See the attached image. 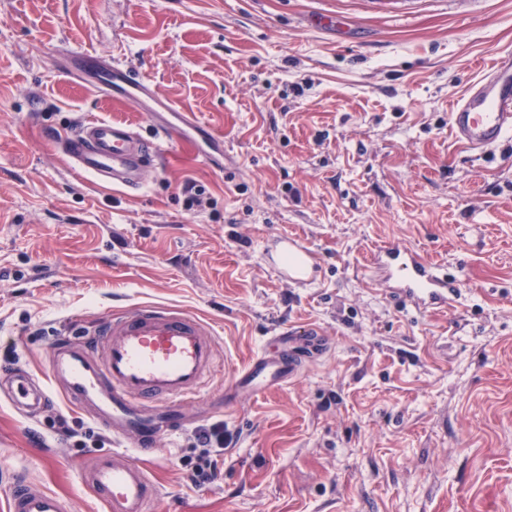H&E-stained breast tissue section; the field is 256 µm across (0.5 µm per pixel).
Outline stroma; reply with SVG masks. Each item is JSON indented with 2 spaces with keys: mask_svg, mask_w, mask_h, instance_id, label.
<instances>
[{
  "mask_svg": "<svg viewBox=\"0 0 512 512\" xmlns=\"http://www.w3.org/2000/svg\"><path fill=\"white\" fill-rule=\"evenodd\" d=\"M83 49L195 113L223 167L163 140L136 197L73 169L48 130L154 135L72 73ZM508 52L512 0H0V366L48 377L72 315L172 306L213 327L217 365L149 464L154 512H512V135L471 151L450 122ZM275 234L313 249L314 285L265 264ZM392 241L458 275L462 304L388 298L370 259ZM306 323L332 336L325 360L225 401L264 337ZM60 412L93 427L0 401V512L17 475L103 512ZM216 422L224 474L198 487L183 460Z\"/></svg>",
  "mask_w": 512,
  "mask_h": 512,
  "instance_id": "stroma-1",
  "label": "stroma"
}]
</instances>
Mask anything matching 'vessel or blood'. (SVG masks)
<instances>
[{
    "label": "vessel or blood",
    "instance_id": "vessel-or-blood-1",
    "mask_svg": "<svg viewBox=\"0 0 512 512\" xmlns=\"http://www.w3.org/2000/svg\"><path fill=\"white\" fill-rule=\"evenodd\" d=\"M73 58L82 71L93 74L95 90L113 103L143 111L153 101L151 87L121 61H104L89 49L74 52ZM161 109L153 118L156 135L151 139L130 124L104 119L85 121L54 139L78 172L133 190L142 188L146 170L160 158L161 139L190 145L208 165L223 154L222 138L200 125L194 113L169 102ZM451 121L458 139L473 150L512 133V54L497 58L453 109ZM264 257L291 284L310 285L320 273L312 249L297 236L273 235ZM370 271L392 297L420 312H445L462 302L459 279L406 245L390 242L377 248ZM214 336L208 324L187 311L132 304L94 330L79 329L57 339L50 352L49 386L20 369L6 373L4 380L19 409L44 412L54 386L65 402L88 413L100 428L130 439L134 454H94L82 479L104 512H152L160 491L146 463L158 450L160 434L183 428V406L198 399L216 363ZM330 348L331 338L319 326L279 327L235 372L231 389L248 399L265 394L291 381ZM6 512H71V507L63 496L19 478Z\"/></svg>",
    "mask_w": 512,
    "mask_h": 512
}]
</instances>
